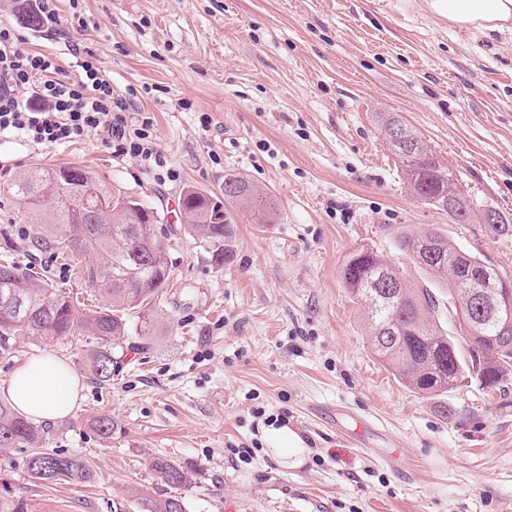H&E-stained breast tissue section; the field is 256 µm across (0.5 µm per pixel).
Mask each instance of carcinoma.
I'll return each mask as SVG.
<instances>
[{
  "label": "carcinoma",
  "mask_w": 512,
  "mask_h": 512,
  "mask_svg": "<svg viewBox=\"0 0 512 512\" xmlns=\"http://www.w3.org/2000/svg\"><path fill=\"white\" fill-rule=\"evenodd\" d=\"M396 124L404 130L403 142L390 137ZM384 139L413 196L447 212L456 224L473 221L470 204L460 202L452 169L400 115L387 114ZM7 192L26 203L27 223L35 225L38 233L52 231L66 250L95 255L83 278L104 306L80 313L71 296L37 273L9 262L0 264V348L9 350L19 336L52 343L87 332L95 339L88 353L93 379L99 384L111 381L135 318L140 322L138 348L147 347L154 304L170 279L166 252L153 229V209L137 201L130 209L124 207L125 197L113 194L91 171L66 165L27 169L10 180ZM224 197L253 209L261 219L266 216L264 194L234 174L224 175ZM213 198L188 189L183 213L189 226L222 247L231 237L234 217L229 212L224 221H216ZM399 248L436 287L448 291V304L459 324L454 336L444 331L435 319L438 301L431 289L409 286L392 263L367 248L358 250L348 256L342 279L366 312L373 354L419 394L445 392L472 378L486 389L504 385L512 373V346L499 342V314L476 302L472 283L485 269L493 271L502 288L512 289V280L433 228L400 236ZM8 297L22 301L28 314L6 308L3 301ZM464 322L472 325L477 337L462 332ZM46 434L44 427L0 402V448L29 449L31 477L90 482V465L45 448ZM150 466L173 488L191 484L188 470L173 460L155 457ZM137 505L140 512H186L178 495L139 497Z\"/></svg>",
  "instance_id": "cac0c4a2"
}]
</instances>
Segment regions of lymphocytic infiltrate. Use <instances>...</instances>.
<instances>
[{"label": "lymphocytic infiltrate", "instance_id": "lymphocytic-infiltrate-1", "mask_svg": "<svg viewBox=\"0 0 512 512\" xmlns=\"http://www.w3.org/2000/svg\"><path fill=\"white\" fill-rule=\"evenodd\" d=\"M23 42L18 27L0 24V140L62 146L101 132L115 153L152 159L150 119L128 123L92 61L79 59L78 75L62 79L52 55L28 51Z\"/></svg>", "mask_w": 512, "mask_h": 512}]
</instances>
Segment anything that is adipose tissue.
Here are the masks:
<instances>
[{"mask_svg": "<svg viewBox=\"0 0 512 512\" xmlns=\"http://www.w3.org/2000/svg\"><path fill=\"white\" fill-rule=\"evenodd\" d=\"M432 13L449 26L474 34L512 28V0H427ZM81 382L66 363L50 355L17 367L1 395L34 420L68 416L77 407Z\"/></svg>", "mask_w": 512, "mask_h": 512, "instance_id": "1", "label": "adipose tissue"}]
</instances>
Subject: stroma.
<instances>
[{
    "instance_id": "obj_1",
    "label": "stroma",
    "mask_w": 512,
    "mask_h": 512,
    "mask_svg": "<svg viewBox=\"0 0 512 512\" xmlns=\"http://www.w3.org/2000/svg\"><path fill=\"white\" fill-rule=\"evenodd\" d=\"M59 26H24L14 0L0 20L24 47L56 56L61 78L91 56L115 98L151 119L158 162L112 153L102 133L63 146L0 141V261L35 266L79 309L103 301L81 271L92 254L57 250L25 224L5 188L53 164L93 171L156 212L172 276L148 348L127 351L109 384L86 367L93 337L0 353V387L51 354L81 380L75 411L47 422V448L87 460L83 485L35 481L28 451L0 448V512H137L139 496L179 494L186 512H512V382L487 395L468 382L426 397L369 345L363 307L341 269L377 250L410 285L423 278L398 248L434 227L512 278V228L456 224L418 201L388 151L396 112L455 172L464 197L512 225V30L468 34L425 0H58ZM266 192V224L234 207L225 251L181 216L193 187L225 174ZM25 239H18V228ZM371 420L367 441L336 428L337 407ZM112 419L110 438L92 427ZM296 433L298 462L279 456ZM399 443V468L382 454ZM193 473L172 489L150 467Z\"/></svg>"
}]
</instances>
